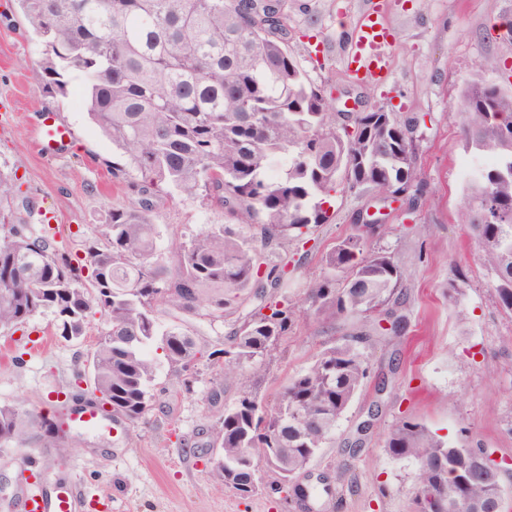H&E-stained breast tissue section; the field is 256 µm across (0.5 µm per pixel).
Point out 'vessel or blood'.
<instances>
[{
	"label": "vessel or blood",
	"instance_id": "1",
	"mask_svg": "<svg viewBox=\"0 0 512 512\" xmlns=\"http://www.w3.org/2000/svg\"><path fill=\"white\" fill-rule=\"evenodd\" d=\"M343 55L348 72L359 81L378 82L389 75L390 43L380 6L364 8L351 29ZM69 420L113 432L126 428L125 422L112 419L94 406L77 409L70 414ZM80 493V487L74 484L64 490L31 492L23 500V512H74Z\"/></svg>",
	"mask_w": 512,
	"mask_h": 512
}]
</instances>
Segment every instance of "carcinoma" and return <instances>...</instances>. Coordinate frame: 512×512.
Here are the masks:
<instances>
[{
	"label": "carcinoma",
	"mask_w": 512,
	"mask_h": 512,
	"mask_svg": "<svg viewBox=\"0 0 512 512\" xmlns=\"http://www.w3.org/2000/svg\"><path fill=\"white\" fill-rule=\"evenodd\" d=\"M29 28L47 48L43 90L69 93L67 77L84 76L90 120L112 142L122 162L112 177L131 183L138 206L114 209L83 244L84 266L32 225L33 208L18 200L15 182L0 173V328L38 314L54 316L71 341L89 331L100 312L105 327L90 355L94 400L112 416L137 422L152 410L148 383L153 361L143 348L159 341L169 365L188 370L203 355L182 323L205 318L224 324L246 303L256 304L229 335L224 375L242 380L264 370L268 353L298 317L295 304L268 298L288 268V243L307 239L329 222L324 204L343 188L387 200L420 186L414 123L378 126L375 112L336 113L320 88L288 52V0H19ZM496 85L465 84L456 112L465 147L490 158L467 181L466 229L480 262L492 272L496 303L512 313V178L491 171L512 167V94L493 104ZM210 200L224 210L184 241H174L176 267L159 249L150 212L162 195ZM498 219H484L486 209ZM350 235L322 257L309 286L318 316L369 317L382 312L392 332L404 330L394 258L363 250ZM88 275H83V270ZM179 323L161 329L158 313ZM353 336L319 354L288 379L267 408L247 393L224 406L215 423L218 456L211 475L239 489L257 465L288 462V482L299 480L364 384L367 365ZM39 427L41 447L53 448L59 429L34 423L20 405H0V449L28 444ZM384 448L410 459L415 512H438L429 498L441 475L459 512H495L502 477L482 471L479 449L456 447L420 423L397 422Z\"/></svg>",
	"instance_id": "cac0c4a2"
}]
</instances>
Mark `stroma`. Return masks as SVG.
Returning <instances> with one entry per match:
<instances>
[{"mask_svg": "<svg viewBox=\"0 0 512 512\" xmlns=\"http://www.w3.org/2000/svg\"><path fill=\"white\" fill-rule=\"evenodd\" d=\"M366 2L289 0L288 49L337 111L378 106L418 122L423 191L389 204L368 239L405 273L406 328L384 332L378 315L326 322L306 308L322 255L354 233L355 214L372 205L338 190L330 223L315 228L307 244L288 248L287 285L274 298L305 313L279 338L263 376L240 384L205 357L183 372L168 365L157 344L148 345L154 409L146 422L129 424L119 439L69 427L57 447L33 441L0 451V512H20L22 494L48 481L76 482L85 493L79 512H412L415 466L384 450L387 430L399 421L423 424L458 446L512 457V313L495 303L491 273L463 227L464 187L485 159L464 149L451 108L476 78L512 93V0H381L393 65L377 85L352 78L342 61ZM44 56L18 0H0V173L15 176L21 194L32 198L34 223L48 225L59 247L80 259L98 224L112 209L136 206L137 195L112 177L120 156L88 117L81 75H70L68 96L44 93ZM48 114L71 132L51 159L40 145ZM151 220L166 253L174 239L223 223L224 212L206 200L164 196ZM453 286L459 298H449ZM104 323L103 316L92 318L81 342L58 336L48 313L20 329H0V405L24 404L39 418L64 416L88 388L84 376ZM351 336L366 339L368 376L309 465L311 478L328 477L331 493L301 502L267 469L252 495L216 486L212 427L225 405L247 390L273 403L289 377ZM366 420L369 431L358 435Z\"/></svg>", "mask_w": 512, "mask_h": 512, "instance_id": "stroma-1", "label": "stroma"}]
</instances>
